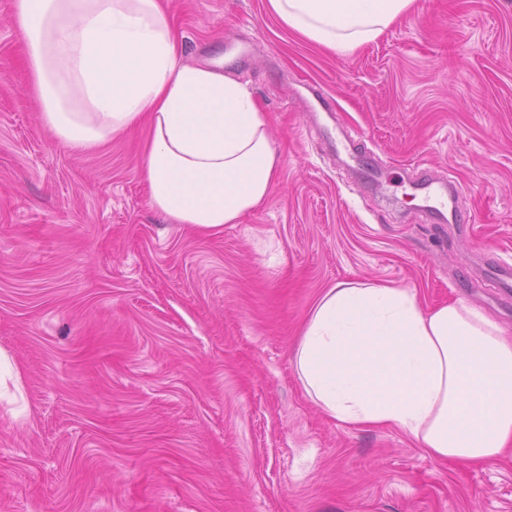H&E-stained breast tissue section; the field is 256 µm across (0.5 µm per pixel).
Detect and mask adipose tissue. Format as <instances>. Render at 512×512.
I'll return each mask as SVG.
<instances>
[{
  "mask_svg": "<svg viewBox=\"0 0 512 512\" xmlns=\"http://www.w3.org/2000/svg\"><path fill=\"white\" fill-rule=\"evenodd\" d=\"M413 0H268L281 24L334 53L375 41ZM13 24L45 124L85 149L148 127L149 203L215 232L262 206L279 175L270 120L222 69L184 63L161 0H15ZM329 418L405 433L437 460L512 454V333L464 301L343 281L315 300L293 354Z\"/></svg>",
  "mask_w": 512,
  "mask_h": 512,
  "instance_id": "1",
  "label": "adipose tissue"
}]
</instances>
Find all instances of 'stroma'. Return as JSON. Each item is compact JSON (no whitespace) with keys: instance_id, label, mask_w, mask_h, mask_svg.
<instances>
[{"instance_id":"stroma-1","label":"stroma","mask_w":512,"mask_h":512,"mask_svg":"<svg viewBox=\"0 0 512 512\" xmlns=\"http://www.w3.org/2000/svg\"><path fill=\"white\" fill-rule=\"evenodd\" d=\"M0 0V512H512V457L438 461L325 416L292 364L324 288L461 300L512 330V0H414L349 55L267 0H164L270 117L268 200L203 234L153 209L144 131L85 151L46 127ZM329 102L321 107L314 90ZM453 180L474 231L427 217Z\"/></svg>"}]
</instances>
